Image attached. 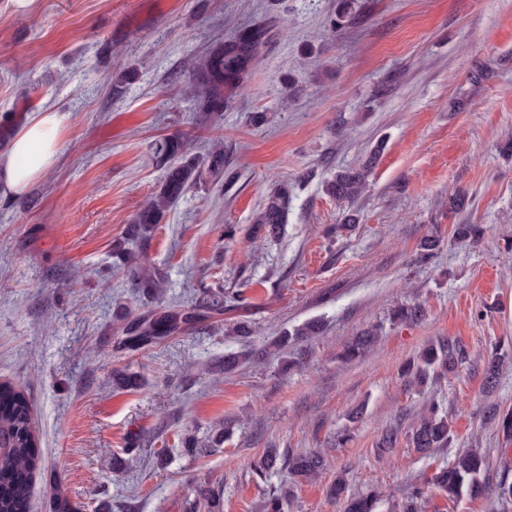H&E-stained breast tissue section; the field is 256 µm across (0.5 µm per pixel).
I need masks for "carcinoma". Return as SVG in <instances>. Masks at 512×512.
Returning a JSON list of instances; mask_svg holds the SVG:
<instances>
[{
  "label": "carcinoma",
  "mask_w": 512,
  "mask_h": 512,
  "mask_svg": "<svg viewBox=\"0 0 512 512\" xmlns=\"http://www.w3.org/2000/svg\"><path fill=\"white\" fill-rule=\"evenodd\" d=\"M354 0H337L336 14L330 20L331 30L338 29L352 14ZM269 30L263 25L237 35L228 42L215 45L207 55L195 63L188 72L187 91L203 112H222L229 102L226 91L236 88L252 65L259 47L267 40ZM154 157L165 168L159 187L146 200L137 213L130 235L147 236L162 223L169 209L184 193L201 181L202 171L212 177L224 174V148L214 144L202 155L194 150L191 141L173 134L154 144ZM371 163L356 168L344 169L327 182L326 192L338 200L351 201L366 188V178ZM288 184L273 186L257 214V227L268 234L279 231L288 209ZM483 228L479 224H454L452 236L480 240ZM123 269L127 282L133 288L157 289L163 287L164 279L156 271L143 266L140 259L130 252L125 253ZM424 317V309L414 303L402 305L394 312L401 321H418ZM189 316L166 307H160L147 316L133 318L122 328L119 345L129 349H140L151 343L163 341L186 330ZM318 324L308 322L283 332L278 343L288 345L290 341H301L314 335ZM377 340L376 330L367 329L353 337L344 348L342 359L353 360L363 355ZM456 345L439 342L427 346L415 361L404 364L403 375L408 382L422 386L445 370H452ZM10 394L6 403H0V512H21L20 504L28 500L36 472L40 468L41 456L38 438L33 429L32 405L26 393L11 386L3 387ZM484 419L494 422L507 435H512V412L503 411L496 404L487 406ZM451 426L448 413L432 401L428 408L412 424L408 434L413 448L426 454L434 448L448 444ZM320 455L311 451H293L283 455L277 448H268L260 461L254 464L253 473L261 481L269 474L284 467L294 478L307 479L322 468ZM489 465L487 456L474 449H464L448 466L432 474L428 484L431 488L455 502L463 496L471 498L482 494L480 474ZM330 497L345 500V512H375L378 496L368 492L348 494L343 478L338 477L329 487ZM290 488L279 486L268 491L264 508L266 512H282L288 501ZM427 491L413 487L401 507V512H423Z\"/></svg>",
  "instance_id": "cac0c4a2"
}]
</instances>
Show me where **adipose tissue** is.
Listing matches in <instances>:
<instances>
[{"instance_id": "obj_1", "label": "adipose tissue", "mask_w": 512, "mask_h": 512, "mask_svg": "<svg viewBox=\"0 0 512 512\" xmlns=\"http://www.w3.org/2000/svg\"><path fill=\"white\" fill-rule=\"evenodd\" d=\"M63 117L55 109L30 113L0 154V191L18 195L51 169L60 145Z\"/></svg>"}]
</instances>
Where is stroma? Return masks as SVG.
<instances>
[{"mask_svg":"<svg viewBox=\"0 0 512 512\" xmlns=\"http://www.w3.org/2000/svg\"><path fill=\"white\" fill-rule=\"evenodd\" d=\"M355 3L332 34L336 0H34L22 11L0 0V124L44 105L64 117L51 170L0 193V382L28 395L42 459L29 512H54L58 491L81 512H262L267 488L289 478L255 480L272 446L326 460L285 512H343L328 495L339 475L349 491H376L378 512H399L465 448L489 455L482 495L452 503L435 491L426 512H512L498 496L512 440L483 421L487 404L512 409V0ZM258 23L274 36L243 87L224 112L198 111L184 90L191 62ZM127 67L137 77L114 93L111 74ZM255 112L267 117L258 127ZM177 133L200 150L221 143L224 177L190 188L143 244L165 279L156 299L129 288L114 246L163 179L155 142ZM373 154L355 201L327 195L337 170ZM275 177L291 192L287 223L262 240L253 220ZM458 191L468 206L454 214ZM456 224L483 235L453 238ZM434 232L440 249L420 259ZM208 288L249 302L118 348L127 320L201 308ZM414 302L423 320L394 319ZM311 319L322 327L300 366L285 369L288 348L225 372V353L244 345L236 323L260 349ZM372 327L376 348L342 360ZM441 339L458 347L454 371L408 386L403 364ZM431 399L448 413L447 447H377Z\"/></svg>","mask_w":512,"mask_h":512,"instance_id":"35a3bbf8","label":"stroma"}]
</instances>
